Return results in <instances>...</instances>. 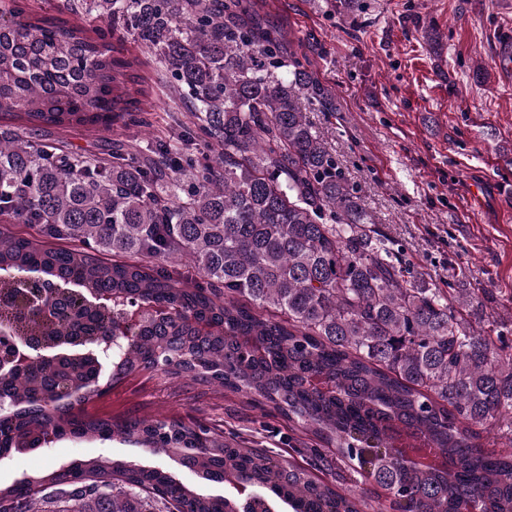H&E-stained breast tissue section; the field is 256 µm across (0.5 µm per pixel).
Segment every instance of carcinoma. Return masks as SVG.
Instances as JSON below:
<instances>
[{
	"instance_id": "obj_1",
	"label": "carcinoma",
	"mask_w": 512,
	"mask_h": 512,
	"mask_svg": "<svg viewBox=\"0 0 512 512\" xmlns=\"http://www.w3.org/2000/svg\"><path fill=\"white\" fill-rule=\"evenodd\" d=\"M94 18L149 49L193 117L185 145L108 160L39 139L46 128L101 133L148 124L140 62L90 31ZM328 92L298 53L256 31L246 0H63L46 17L27 0L0 11V302L17 343L104 336L128 304L169 315L122 340L107 380L97 361L36 354L0 374V459L55 435L131 439L224 495L169 470L108 456L51 464L0 485V512H237L269 492L291 512H512V354L468 316L492 289L433 288L386 246L307 110ZM30 224L37 235L11 231ZM71 284L33 292L11 274ZM199 322L208 324L201 332ZM142 370L189 380L284 414L336 447L374 496L264 448H241L179 419L81 415ZM505 443L486 448L487 427Z\"/></svg>"
}]
</instances>
